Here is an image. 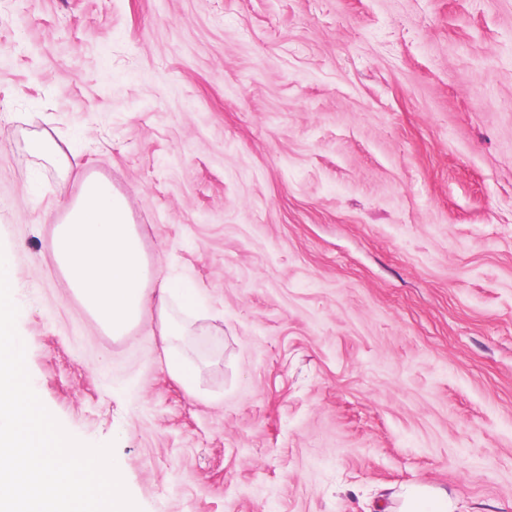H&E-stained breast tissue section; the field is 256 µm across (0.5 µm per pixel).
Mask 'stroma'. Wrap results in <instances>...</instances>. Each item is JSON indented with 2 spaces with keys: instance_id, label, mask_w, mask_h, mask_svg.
I'll list each match as a JSON object with an SVG mask.
<instances>
[{
  "instance_id": "1",
  "label": "stroma",
  "mask_w": 512,
  "mask_h": 512,
  "mask_svg": "<svg viewBox=\"0 0 512 512\" xmlns=\"http://www.w3.org/2000/svg\"><path fill=\"white\" fill-rule=\"evenodd\" d=\"M40 127L206 297L204 397L68 294ZM0 250L140 512H512V0H0ZM456 505L448 494L427 486H418L406 496L402 512H454Z\"/></svg>"
}]
</instances>
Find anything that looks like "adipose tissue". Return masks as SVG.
<instances>
[{"label": "adipose tissue", "instance_id": "adipose-tissue-1", "mask_svg": "<svg viewBox=\"0 0 512 512\" xmlns=\"http://www.w3.org/2000/svg\"><path fill=\"white\" fill-rule=\"evenodd\" d=\"M26 150L78 193L63 201L54 218L51 252L71 296L107 335L123 338L156 320L167 344L166 368L191 396H201L199 366L182 346L203 335L207 308L199 289L177 287L154 274L142 236L132 220V203L111 182L76 170L52 131L26 140Z\"/></svg>", "mask_w": 512, "mask_h": 512}]
</instances>
